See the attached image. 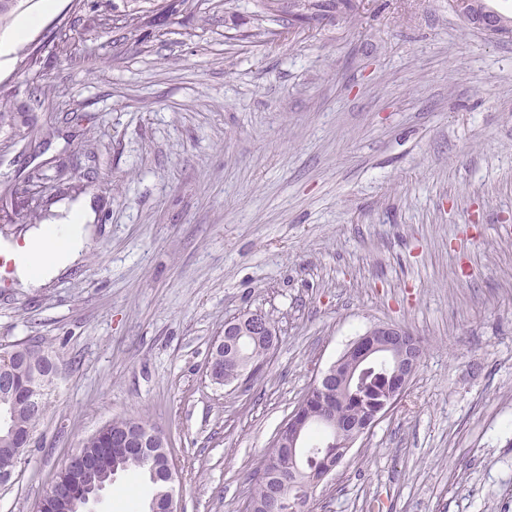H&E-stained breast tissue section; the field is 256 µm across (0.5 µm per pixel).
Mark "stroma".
<instances>
[{"instance_id": "1", "label": "stroma", "mask_w": 512, "mask_h": 512, "mask_svg": "<svg viewBox=\"0 0 512 512\" xmlns=\"http://www.w3.org/2000/svg\"><path fill=\"white\" fill-rule=\"evenodd\" d=\"M56 0L0 63V248L97 202L81 266L17 287L0 256V349L34 339L57 389L0 512H35L68 456L115 419L162 431L177 512H244L284 419L377 324L421 337L403 400L320 486L313 512H512V42L448 0H361L355 20L256 0L151 8ZM137 11V28L101 14ZM43 76L26 80L28 53ZM42 173L39 207L16 196ZM278 342L239 385L207 375L225 320ZM125 471L95 512H144Z\"/></svg>"}]
</instances>
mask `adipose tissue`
<instances>
[{
    "label": "adipose tissue",
    "mask_w": 512,
    "mask_h": 512,
    "mask_svg": "<svg viewBox=\"0 0 512 512\" xmlns=\"http://www.w3.org/2000/svg\"><path fill=\"white\" fill-rule=\"evenodd\" d=\"M61 213L55 222L33 228L18 248L14 277L21 287L47 286L80 265L94 235L93 201H76Z\"/></svg>",
    "instance_id": "adipose-tissue-1"
}]
</instances>
